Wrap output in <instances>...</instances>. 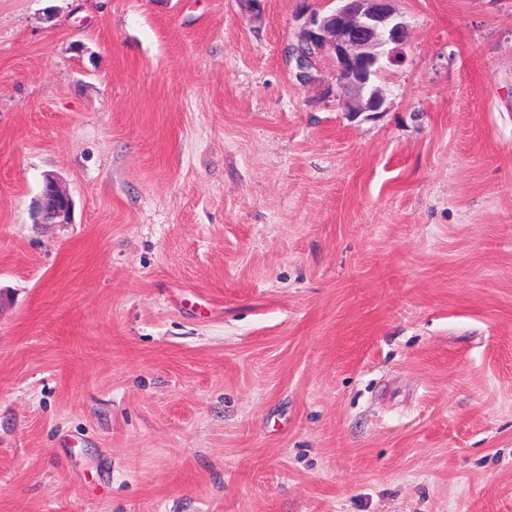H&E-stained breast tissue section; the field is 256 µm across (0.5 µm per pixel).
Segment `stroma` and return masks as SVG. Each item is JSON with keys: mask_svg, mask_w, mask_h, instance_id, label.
Returning <instances> with one entry per match:
<instances>
[{"mask_svg": "<svg viewBox=\"0 0 512 512\" xmlns=\"http://www.w3.org/2000/svg\"><path fill=\"white\" fill-rule=\"evenodd\" d=\"M394 7L349 112L299 0H0V512H512V0ZM39 210L46 220L67 223L73 202L70 195L62 190L54 177H46L40 196Z\"/></svg>", "mask_w": 512, "mask_h": 512, "instance_id": "1", "label": "stroma"}]
</instances>
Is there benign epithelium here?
<instances>
[{"label": "benign epithelium", "mask_w": 512, "mask_h": 512, "mask_svg": "<svg viewBox=\"0 0 512 512\" xmlns=\"http://www.w3.org/2000/svg\"><path fill=\"white\" fill-rule=\"evenodd\" d=\"M334 7L307 14L300 44L291 50L296 77L314 78L316 61L326 57L336 85L353 90L366 102L350 105L353 112H377L384 99L375 81L404 44L406 30L392 0H330ZM73 206L70 195L53 177L45 178L39 210L46 220L67 222Z\"/></svg>", "instance_id": "7a95c632"}]
</instances>
